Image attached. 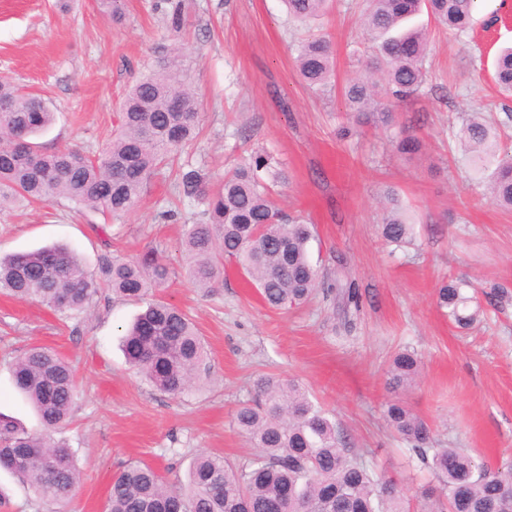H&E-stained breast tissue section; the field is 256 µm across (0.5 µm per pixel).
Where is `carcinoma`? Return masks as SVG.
<instances>
[{
    "label": "carcinoma",
    "mask_w": 512,
    "mask_h": 512,
    "mask_svg": "<svg viewBox=\"0 0 512 512\" xmlns=\"http://www.w3.org/2000/svg\"><path fill=\"white\" fill-rule=\"evenodd\" d=\"M328 0H285L296 21L318 17ZM476 0H367L364 73L350 78L343 91L347 111L383 126L394 120L391 101L420 96L429 77L426 32L411 23L422 10L457 37L468 33ZM297 68L315 91L331 85V43L312 35L298 48ZM495 81L512 94V47L495 60ZM56 119L43 97L0 77V208L66 200L78 211L119 217L140 201L144 188L174 153L190 141L199 125L198 103L187 83L180 55L139 79L129 90L118 131L98 158L77 149L44 151L33 138ZM493 127L472 116L455 133L474 153L479 169L494 167L491 194L512 209V156L502 157L490 143ZM420 140L409 133L397 150L414 155ZM269 155L252 154L215 186L208 172L183 164L175 171L179 197L205 206L202 219L189 225L183 248L191 258L190 277L199 288L218 282V257L235 260L269 307L299 305L319 284L309 243L313 228L282 215L271 200L268 181L283 179ZM411 222L397 209L386 211L382 237L397 245L411 241ZM169 267L153 251L127 259L107 251L96 270L87 269L66 245L47 246L0 258V291L41 302L60 313H81L106 288L141 301L168 279ZM469 284L449 280L437 291L440 308L461 328L472 326L480 309L471 308ZM129 366L162 393L177 395L194 382L207 351L188 316L161 299L150 302L123 338ZM17 387L40 416L42 431L30 434L0 415V467L35 494L60 504L72 498L80 481L75 451L56 437L74 407L75 377L58 354L32 347L15 358ZM419 373L415 353L402 351L391 363L389 386L413 384ZM251 400L239 405L234 425L259 449L248 462L233 465L215 454H200L186 485L153 467L128 464L112 483L108 512H410L397 486L374 477L347 447L346 436L305 390L270 376L254 381ZM389 425L411 445L412 458L430 468L439 486L433 512H512V467L489 468L462 448H436L427 424L400 401L387 405Z\"/></svg>",
    "instance_id": "carcinoma-1"
}]
</instances>
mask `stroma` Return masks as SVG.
<instances>
[{
  "instance_id": "obj_1",
  "label": "stroma",
  "mask_w": 512,
  "mask_h": 512,
  "mask_svg": "<svg viewBox=\"0 0 512 512\" xmlns=\"http://www.w3.org/2000/svg\"><path fill=\"white\" fill-rule=\"evenodd\" d=\"M363 8L364 0H333L305 25L289 19L282 0H123L113 21L100 0H0V72L51 102L56 121L39 138L46 149L99 154L128 88L180 47L200 113V132L181 148L180 162L219 181L254 152L269 154L288 176L271 199L313 224L320 274L311 298L286 309L266 306L230 261L215 287H196L182 240L201 207L179 201L159 176L118 218L76 212L64 201L0 209L2 255L66 243L92 270L107 251L126 258L156 251L170 268L159 297L192 319L208 352L191 390L163 394L128 366L120 347L141 304L106 290L88 311L65 317L0 295V413L39 432L7 362L34 345L62 354L76 372L65 437L80 469L63 506L0 469L7 497L0 512H106L112 482L129 463L170 478L200 453L246 462L256 450L233 414L262 374L305 387L369 469L397 484L411 512H422L421 490L435 478L409 466L408 443L385 418L392 400L428 425L437 446L494 467L512 462V211L496 203L488 177L474 173L454 138L479 112L498 120L499 151H512V123L490 110L501 101L493 60L512 43V0H478L472 29L460 38L417 17L429 37L432 78L422 95L396 107L388 128L357 122L341 96L363 54ZM312 32L334 53L337 86L324 94L306 86L295 63ZM405 130L422 142L411 158L396 150ZM390 194L413 223L411 243L380 234ZM451 278L471 282L484 306L466 329L437 305V289ZM352 287L355 306L344 297ZM403 349L418 354L421 376L396 394L388 371Z\"/></svg>"
}]
</instances>
